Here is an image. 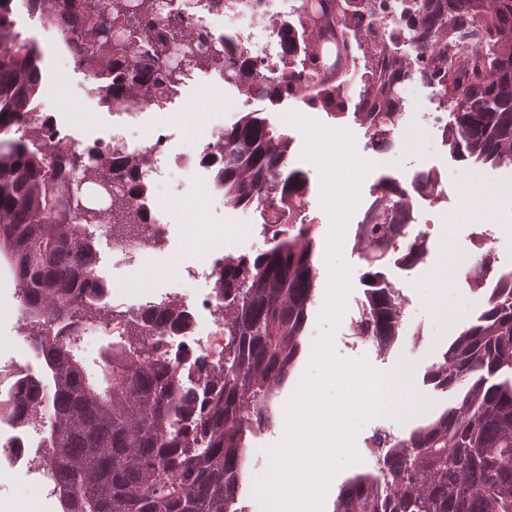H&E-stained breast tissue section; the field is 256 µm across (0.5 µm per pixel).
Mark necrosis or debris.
Returning <instances> with one entry per match:
<instances>
[{
  "mask_svg": "<svg viewBox=\"0 0 512 512\" xmlns=\"http://www.w3.org/2000/svg\"><path fill=\"white\" fill-rule=\"evenodd\" d=\"M181 8L184 24L190 28L206 29L212 37L224 34V16L231 13L245 17L247 24L234 32L235 39L242 45L255 68L269 80L281 79L283 51L278 37L269 24L272 17L286 18L294 11V0H232L229 11L208 9L205 0H175ZM162 103L149 99H137L133 108H125L112 115V133L103 138L102 146L120 154L147 151L148 168L144 179L148 186H155L169 168L179 169L190 177L199 178L205 197H223L224 189L214 180V171L203 161L206 154L215 151L224 142L223 126H215L205 144L185 145L175 141L168 127H154L148 143L129 140L127 131L136 126L139 118L147 111L162 110ZM437 168L422 165L404 173L402 180L408 191L411 213L429 210L425 229L420 238L426 248H433L444 240V226L447 216L434 212L435 198L424 185L427 181L439 179ZM150 225L146 230L148 240L137 237L116 238L112 241L114 261L129 266H137L141 258L150 252L169 246L167 225L159 221L156 207H149ZM222 267L206 255H197L182 261L171 274V285L132 302L121 293L112 297L113 335H120L125 319L142 314L146 309L176 303L190 315L191 325L187 333L173 337L172 349L186 350L190 359L181 360L180 370L190 373L192 378H200L204 371L196 362L204 357L213 364L221 359L224 352L223 303L220 299ZM202 282L198 291H187V284ZM41 455L35 443L32 422L29 419L17 420L0 415V468L18 469L32 476L40 494L52 499L53 484L39 466Z\"/></svg>",
  "mask_w": 512,
  "mask_h": 512,
  "instance_id": "1",
  "label": "necrosis or debris"
}]
</instances>
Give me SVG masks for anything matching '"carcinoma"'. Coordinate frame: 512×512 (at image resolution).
Returning <instances> with one entry per match:
<instances>
[{
	"label": "carcinoma",
	"mask_w": 512,
	"mask_h": 512,
	"mask_svg": "<svg viewBox=\"0 0 512 512\" xmlns=\"http://www.w3.org/2000/svg\"><path fill=\"white\" fill-rule=\"evenodd\" d=\"M403 21L425 50L419 69L372 36L373 0H300L297 20L272 24L285 64L299 80L271 83L233 38L185 30L171 0H27L30 14L64 17L80 40L76 66L91 82H112L119 97L165 98L191 70L224 69V80L271 102L288 97L342 114L352 83L353 47L374 58L355 103L373 149H390L401 119L393 86L418 75L440 88L453 120L450 154L471 165L512 166V0H411ZM15 0H0V256L21 284L32 344L42 371L16 383L15 406L46 407L45 447L61 512H242L237 492L247 436L273 419L272 400L302 349L318 278L307 221L309 173L289 165L292 140L267 118L247 112L224 130V162L215 165L224 206L269 216L271 247L255 257L224 256V361L198 385L177 374L174 359L146 339L177 336L188 317L168 304L131 320L120 340L87 371L75 353L109 293L95 276L94 244L81 224L99 222L86 183L109 196L108 223L122 225L121 190L148 164L144 154L96 146L66 155L34 116L42 51L16 30ZM145 50V58L133 55ZM28 138L17 136L21 125ZM82 173L77 181L73 173ZM410 211L398 179L383 176L354 247L365 253V300L355 335L390 348L402 325L399 296L384 273L425 254L408 239ZM486 309L448 345L426 382L457 393L455 402L405 436L381 437L379 466L345 482L334 512H512V280L488 289Z\"/></svg>",
	"instance_id": "obj_1"
}]
</instances>
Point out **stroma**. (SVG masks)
I'll return each mask as SVG.
<instances>
[{
	"mask_svg": "<svg viewBox=\"0 0 512 512\" xmlns=\"http://www.w3.org/2000/svg\"><path fill=\"white\" fill-rule=\"evenodd\" d=\"M43 79L55 85L52 113L61 127L73 131L88 143L111 128V109L91 104L84 98L88 77L83 70L56 62L54 56L48 54L44 59ZM426 93L424 81L414 79L407 83L403 93V120L393 130V147L388 151L370 148L365 127L352 114L339 117L314 110L296 98L274 105L268 100L246 95L233 86L221 89L187 87L182 102L173 111L156 113L128 131L130 139L141 141L147 138L153 124L161 122L173 127L180 142L193 145L203 143L214 125H230L244 113L261 112L269 118L277 133L292 138L289 162L291 166L308 171L311 178L307 214L314 228L318 286L308 313L301 355L273 402L274 423L249 438L246 473L238 495V506L243 512H263L255 483L271 470L268 450L284 437L285 408L311 363L316 342L324 334H331L333 349L340 359L363 360L373 370L390 375L399 382L403 397L409 400L405 416L398 423H391L388 416L380 414L359 427L354 437L357 461L340 468L326 488V504L331 507L351 475L374 471L377 455L372 438L375 433L384 428L391 429L396 435L409 433L420 420L442 411L451 400L450 393L426 385L424 376L433 364L441 362L450 341L464 324L478 316L487 305L483 290L473 289L465 294L457 286L458 272L471 257L469 239L475 215L500 216L501 249L496 260L501 264L512 262V169H483L482 183H472V169L456 161L445 143L409 130L407 123L422 111ZM290 112L327 129L349 132L356 154L370 159L371 168L359 187L356 212L364 211L374 186L384 175L423 164L438 166L441 171L443 191L437 204L448 211L447 238L442 249L429 258L420 283L401 289L402 319L407 333L400 336L390 350H380L354 334V323L364 299L362 275L368 262L353 246L355 226L351 223L345 227L340 247L341 259L349 268L350 290L345 297V308L336 327H329L321 319L330 282L327 252L331 218L322 203L320 168L314 161L304 158L305 136L299 127L286 121L285 116ZM155 193L162 209V221L171 227L170 246L166 253L145 257L134 274L113 268L112 242L104 225L84 228L94 242L109 282L117 283L128 298L137 299L163 287L169 270L184 257L205 251L220 252L228 244L252 254L269 247L260 233L258 213L251 209H229L222 201L204 199L200 184L180 171H171L158 180ZM212 224L224 226V239L207 237L206 230ZM417 326L423 328V335H411V328ZM0 512H44L40 495L23 472L0 470Z\"/></svg>",
	"mask_w": 512,
	"mask_h": 512,
	"instance_id": "stroma-1",
	"label": "stroma"
}]
</instances>
